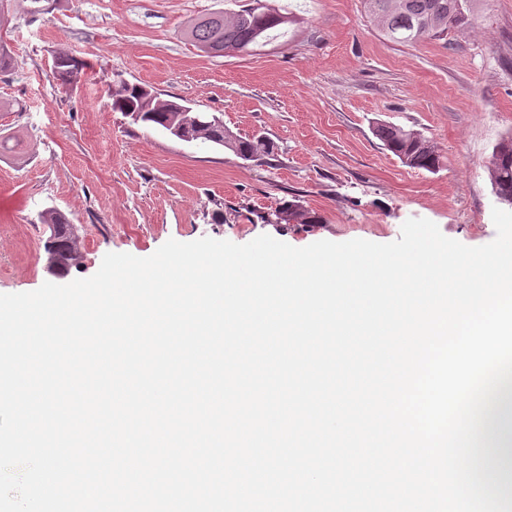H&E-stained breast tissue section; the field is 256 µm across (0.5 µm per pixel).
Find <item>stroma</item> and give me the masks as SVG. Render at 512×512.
<instances>
[{
  "mask_svg": "<svg viewBox=\"0 0 512 512\" xmlns=\"http://www.w3.org/2000/svg\"><path fill=\"white\" fill-rule=\"evenodd\" d=\"M246 2L60 0L33 16L13 0L0 100L21 109L0 112V294L87 278L107 253L147 257L171 239L389 243L425 218L467 246L494 240L487 165L512 135V0H488L472 31L413 46L379 35L361 0H268L297 22L249 55L209 56L183 36L191 19ZM61 50L85 64L71 92L53 71ZM120 81L218 114L273 153L244 160L132 124L107 95ZM381 123L431 140L441 169L403 164L376 137ZM295 200L317 223L277 222ZM48 208L82 236L61 274L45 269Z\"/></svg>",
  "mask_w": 512,
  "mask_h": 512,
  "instance_id": "obj_1",
  "label": "stroma"
}]
</instances>
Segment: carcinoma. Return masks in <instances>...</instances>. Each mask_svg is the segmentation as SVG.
I'll use <instances>...</instances> for the list:
<instances>
[{
	"label": "carcinoma",
	"mask_w": 512,
	"mask_h": 512,
	"mask_svg": "<svg viewBox=\"0 0 512 512\" xmlns=\"http://www.w3.org/2000/svg\"><path fill=\"white\" fill-rule=\"evenodd\" d=\"M366 13L377 31L386 39L403 44H417L436 39L454 30L467 29L479 12L483 0H362ZM294 17L275 7L254 0V4L226 15L214 12L190 21L184 36L200 51L211 56L241 55L258 45H267L279 36V30ZM74 57L66 52L55 56L54 67L67 87L79 82L71 72ZM112 110L122 112L145 127L160 129L187 142L223 147L245 160H258L272 153L271 143L263 136L243 138L224 128V121L209 112L187 111L186 106L164 100L146 88L119 81L110 90ZM377 137L406 166L436 172L442 165L435 145L422 134L391 124H380ZM487 171L498 198L512 199V136L499 141L492 152ZM279 214L283 220L316 224L298 203L290 202ZM49 229L52 251L47 262L63 273L79 263L82 240L77 227L65 215L46 209L38 214Z\"/></svg>",
	"instance_id": "cac0c4a2"
}]
</instances>
